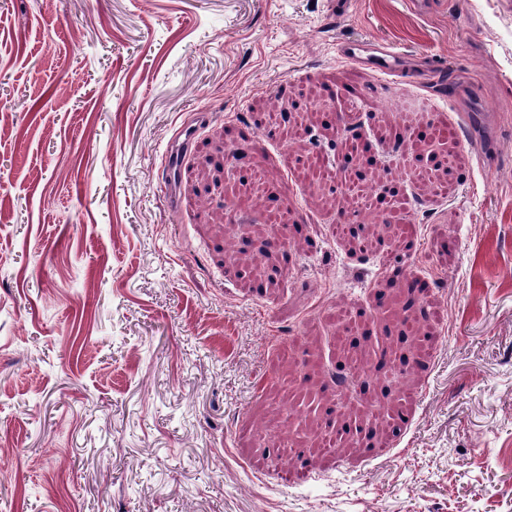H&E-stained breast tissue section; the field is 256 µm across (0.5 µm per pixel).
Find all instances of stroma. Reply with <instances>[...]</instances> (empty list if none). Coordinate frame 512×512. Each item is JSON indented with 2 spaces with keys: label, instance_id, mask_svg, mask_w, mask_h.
Listing matches in <instances>:
<instances>
[{
  "label": "stroma",
  "instance_id": "obj_1",
  "mask_svg": "<svg viewBox=\"0 0 512 512\" xmlns=\"http://www.w3.org/2000/svg\"><path fill=\"white\" fill-rule=\"evenodd\" d=\"M0 122V512H512V0H0ZM339 53L344 59L367 66L378 73L394 75L402 73L405 68L401 54L373 40H348L340 45ZM194 133L195 126L184 125L178 129L175 135L174 141L168 150L164 163L165 177L170 184H172L177 177L180 159L189 151L193 143Z\"/></svg>",
  "mask_w": 512,
  "mask_h": 512
}]
</instances>
